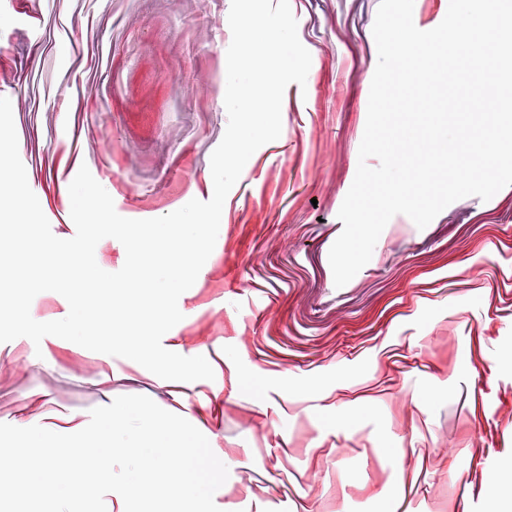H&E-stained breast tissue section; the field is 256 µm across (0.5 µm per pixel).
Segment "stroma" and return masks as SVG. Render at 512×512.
Wrapping results in <instances>:
<instances>
[{
  "label": "stroma",
  "mask_w": 512,
  "mask_h": 512,
  "mask_svg": "<svg viewBox=\"0 0 512 512\" xmlns=\"http://www.w3.org/2000/svg\"><path fill=\"white\" fill-rule=\"evenodd\" d=\"M380 0H290L311 54L313 83L290 84L280 137L260 147L228 194L215 248L178 307L184 318L162 340L180 355L205 356L214 380L171 394L138 363L48 336L0 343V423L74 433L92 408L145 395L208 439L213 452L237 447L225 465L237 489L264 507L303 512L304 475L317 463L345 476L339 512H409L428 499L406 493L412 479L441 477V437L471 431L452 473L454 512H497L482 476L512 461V370L495 362L512 348V186L489 201L469 196L425 228L380 235L371 260L335 288L329 251L342 232L339 209L358 167L367 111L362 71H374L372 27ZM231 0H153L143 12L118 0L84 13L80 0H8L0 8V84L10 99L28 184L61 239L76 233L70 198L76 175L63 156L80 154L116 212L150 219L173 212L157 199L159 177L189 181L186 199L206 200L210 157L226 130V88L213 79L227 47L198 43L202 17L224 20ZM75 82L81 127L108 126L122 167L65 127L49 125L53 101L39 84L42 64ZM490 265L481 280L459 265ZM255 284L248 295L239 279ZM470 357L476 375L449 377L448 359ZM412 397L393 399L396 388ZM456 396L457 411L448 398ZM353 416L338 420L340 405ZM346 455H338V448Z\"/></svg>",
  "instance_id": "1"
}]
</instances>
